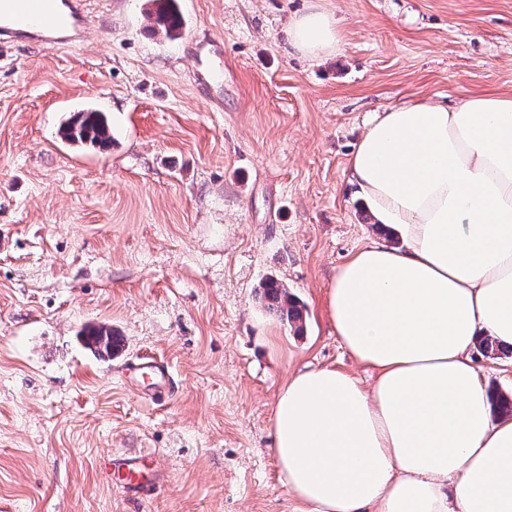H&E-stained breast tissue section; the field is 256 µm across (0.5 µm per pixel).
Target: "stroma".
<instances>
[{
	"instance_id": "stroma-1",
	"label": "stroma",
	"mask_w": 512,
	"mask_h": 512,
	"mask_svg": "<svg viewBox=\"0 0 512 512\" xmlns=\"http://www.w3.org/2000/svg\"><path fill=\"white\" fill-rule=\"evenodd\" d=\"M337 54L288 45L309 0H181L180 38L150 0H89L84 42L0 45V512H298L271 452L293 373L372 386L331 322L337 269L377 235L349 160L408 99L512 93V0H322ZM211 67L199 84L196 70ZM106 113L110 150L62 140ZM272 277L304 331L259 300ZM124 339L101 359L91 326ZM512 395V355L470 354ZM160 359L175 389L129 381ZM157 462L128 499L102 469Z\"/></svg>"
}]
</instances>
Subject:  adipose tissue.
Instances as JSON below:
<instances>
[{"label": "adipose tissue", "instance_id": "obj_1", "mask_svg": "<svg viewBox=\"0 0 512 512\" xmlns=\"http://www.w3.org/2000/svg\"><path fill=\"white\" fill-rule=\"evenodd\" d=\"M311 58L342 31L312 4L287 28ZM350 181L403 240L372 242L330 292L337 335L377 372L294 375L272 413L280 481L313 512H512V419L470 358L512 345V94L391 106L370 121Z\"/></svg>", "mask_w": 512, "mask_h": 512}]
</instances>
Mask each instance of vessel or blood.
Listing matches in <instances>:
<instances>
[{
    "label": "vessel or blood",
    "mask_w": 512,
    "mask_h": 512,
    "mask_svg": "<svg viewBox=\"0 0 512 512\" xmlns=\"http://www.w3.org/2000/svg\"><path fill=\"white\" fill-rule=\"evenodd\" d=\"M86 33L84 0H0V43L27 40L59 48L83 41ZM148 467L142 455L118 463L130 498L140 499L154 491V483L144 477Z\"/></svg>",
    "instance_id": "vessel-or-blood-1"
}]
</instances>
